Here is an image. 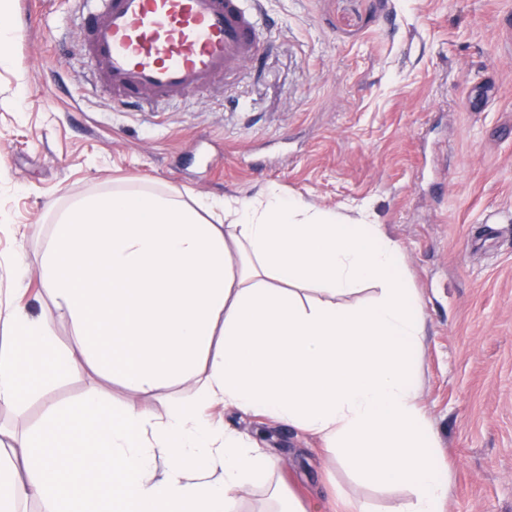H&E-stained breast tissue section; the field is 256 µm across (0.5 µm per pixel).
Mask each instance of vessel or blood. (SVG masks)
<instances>
[{
	"mask_svg": "<svg viewBox=\"0 0 512 512\" xmlns=\"http://www.w3.org/2000/svg\"><path fill=\"white\" fill-rule=\"evenodd\" d=\"M262 14V0H80V48L114 102L142 108L257 62Z\"/></svg>",
	"mask_w": 512,
	"mask_h": 512,
	"instance_id": "1",
	"label": "vessel or blood"
}]
</instances>
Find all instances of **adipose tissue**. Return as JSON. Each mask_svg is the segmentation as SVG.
<instances>
[{"label": "adipose tissue", "instance_id": "adipose-tissue-1", "mask_svg": "<svg viewBox=\"0 0 512 512\" xmlns=\"http://www.w3.org/2000/svg\"><path fill=\"white\" fill-rule=\"evenodd\" d=\"M41 279L73 336L58 345L44 315L0 317V407L22 410L42 379L88 369L133 397L48 405L22 438L0 429V512L24 500L41 512H239L274 464L203 421L200 405L213 402L319 435L366 482L411 491L398 512H442L448 482L416 402L419 300L378 225L273 186L250 200L186 201L116 185L60 209ZM309 282L381 293L364 306L306 301ZM189 382L194 402L163 418L138 401Z\"/></svg>", "mask_w": 512, "mask_h": 512}]
</instances>
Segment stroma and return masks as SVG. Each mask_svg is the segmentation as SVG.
<instances>
[{"label": "stroma", "mask_w": 512, "mask_h": 512, "mask_svg": "<svg viewBox=\"0 0 512 512\" xmlns=\"http://www.w3.org/2000/svg\"><path fill=\"white\" fill-rule=\"evenodd\" d=\"M14 0L0 68V306L57 317L40 276L59 206L115 184L248 200L268 186L371 220L420 299L418 406L448 470L444 512H512V0H263L259 69L141 112L95 87L74 0ZM128 391L86 371L48 381L0 426L47 403ZM214 423L270 450L281 503L392 512L408 493L337 465L322 440L215 405Z\"/></svg>", "instance_id": "stroma-1"}]
</instances>
